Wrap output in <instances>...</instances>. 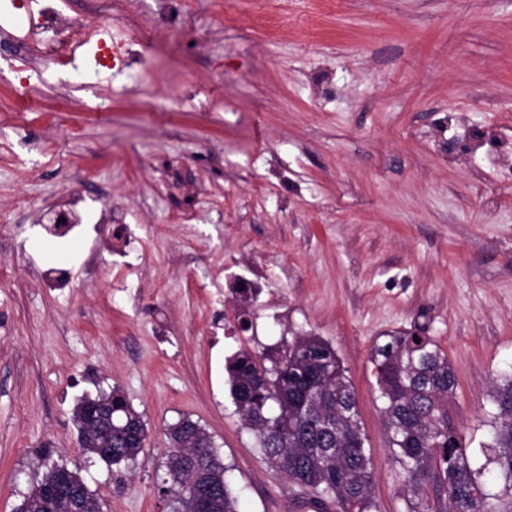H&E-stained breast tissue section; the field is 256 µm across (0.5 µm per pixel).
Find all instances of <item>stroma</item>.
Returning a JSON list of instances; mask_svg holds the SVG:
<instances>
[{
	"instance_id": "obj_1",
	"label": "stroma",
	"mask_w": 512,
	"mask_h": 512,
	"mask_svg": "<svg viewBox=\"0 0 512 512\" xmlns=\"http://www.w3.org/2000/svg\"><path fill=\"white\" fill-rule=\"evenodd\" d=\"M132 0L125 76L93 46L0 78V512L42 459L80 469L103 512H171L163 426L211 435L242 512H290L225 360L282 333L335 349L357 397L377 512H409L369 361L420 330L447 353L464 443L494 432L512 373V0ZM106 88L104 98L87 84ZM72 209L66 235L46 211ZM134 239L101 236L109 220ZM263 267L240 331L234 278ZM119 390L148 440L120 473L87 464L77 400Z\"/></svg>"
}]
</instances>
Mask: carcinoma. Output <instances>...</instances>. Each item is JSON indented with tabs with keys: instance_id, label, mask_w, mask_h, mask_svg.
<instances>
[{
	"instance_id": "obj_1",
	"label": "carcinoma",
	"mask_w": 512,
	"mask_h": 512,
	"mask_svg": "<svg viewBox=\"0 0 512 512\" xmlns=\"http://www.w3.org/2000/svg\"><path fill=\"white\" fill-rule=\"evenodd\" d=\"M370 361L389 448L405 473L413 512H512V376L494 388L493 440L481 462L468 454L462 425L448 410L456 374L433 338L414 331L385 334L374 341ZM225 368L230 397L270 467L311 491L313 501L335 504L336 512H376L357 398L327 342L314 333L284 336L260 353L234 352ZM109 398L112 419L96 428L86 425V403ZM73 418L83 453L95 458L96 449L110 443L118 468L136 460L147 441L141 413L115 390L79 399ZM164 435L166 478L159 490L176 512H239L211 435L188 417L167 424ZM491 467L503 482L498 491L483 480ZM68 473L84 491L88 510L102 509L80 471ZM57 474V464L45 465L19 504L22 512H70L69 504L43 497V487ZM431 484L437 491L433 501L427 495Z\"/></svg>"
}]
</instances>
